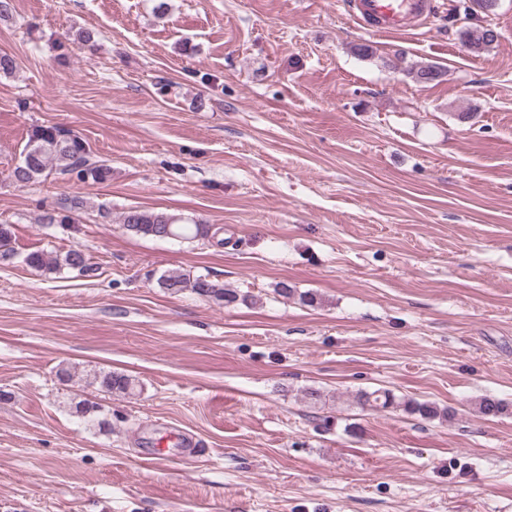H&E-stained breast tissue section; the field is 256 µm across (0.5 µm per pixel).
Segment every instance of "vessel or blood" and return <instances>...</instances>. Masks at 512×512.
Listing matches in <instances>:
<instances>
[{"instance_id": "1", "label": "vessel or blood", "mask_w": 512, "mask_h": 512, "mask_svg": "<svg viewBox=\"0 0 512 512\" xmlns=\"http://www.w3.org/2000/svg\"><path fill=\"white\" fill-rule=\"evenodd\" d=\"M338 6L361 29L378 36L404 34L430 24L443 0H338Z\"/></svg>"}]
</instances>
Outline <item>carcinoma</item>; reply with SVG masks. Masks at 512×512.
<instances>
[{
  "label": "carcinoma",
  "instance_id": "carcinoma-1",
  "mask_svg": "<svg viewBox=\"0 0 512 512\" xmlns=\"http://www.w3.org/2000/svg\"><path fill=\"white\" fill-rule=\"evenodd\" d=\"M461 41L472 43L475 46L473 53L479 55L488 51L496 42V38L485 35L480 26L476 25L461 33ZM384 64L423 84L437 85L447 76V70L437 63H407L405 53L400 50L394 51ZM54 170L61 174L74 173L79 179L94 183H105L112 179V167L103 161L93 159L82 137L57 126H36L31 130L20 162L12 170V178L15 182L25 185L48 177ZM82 207L81 199L66 197L55 212L46 217V221L49 224L66 226L72 223L73 212ZM122 224L126 230L136 235L160 239H188L205 236L209 232L204 224H179L174 216L156 210L131 209L124 214ZM11 242V227L0 224L1 259L14 255ZM24 262L28 267L44 273L70 269L87 275L94 271L86 254L77 249H70L64 253L36 250L28 253L24 257ZM158 285L171 294L189 289L200 297L226 306L252 303V296L226 288L223 284L209 279L207 275H199L192 279L179 271H169L158 278ZM94 381L102 391L117 396L130 394L136 387L134 380L129 376L116 372L96 374ZM356 399L360 404L376 410H387L401 405L406 412L423 419L448 416L447 409H441L433 402L409 399L400 403L387 389L361 391L357 393ZM477 408L483 418L491 420L506 414L509 406L495 396L486 395L478 400Z\"/></svg>",
  "mask_w": 512,
  "mask_h": 512
}]
</instances>
